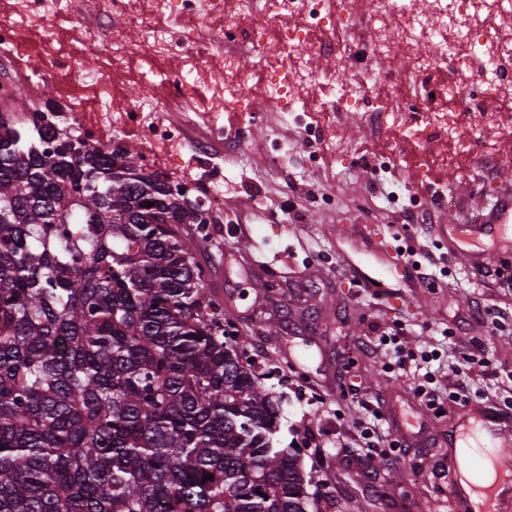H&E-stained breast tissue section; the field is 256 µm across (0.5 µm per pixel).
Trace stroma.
Segmentation results:
<instances>
[{
  "label": "stroma",
  "mask_w": 512,
  "mask_h": 512,
  "mask_svg": "<svg viewBox=\"0 0 512 512\" xmlns=\"http://www.w3.org/2000/svg\"><path fill=\"white\" fill-rule=\"evenodd\" d=\"M93 22L88 0L48 18L44 35L58 41L66 69L44 71L35 49L23 56L40 77L27 111L53 97L103 109L81 86L97 59L73 41ZM310 63L368 82L360 107L321 112L328 93L311 86L285 115L270 110L256 84L244 86L241 111L224 115L223 139L204 153L190 143L181 151L191 196L211 188L224 196L204 231L183 230L207 269V293L224 304L227 342L279 402L277 437L298 451L308 512H445L451 425L464 407L493 408L512 396V288L482 272L512 269V259L483 262L468 244L454 253L440 241L449 225L485 223L512 186V133L488 125L463 151L444 138L423 144L375 126L383 107L419 122L414 89L444 86L446 65L421 74L412 55L394 49L370 56L364 72L340 46ZM364 140L377 142L375 153H363ZM390 242L432 256L440 275L429 283L397 272ZM367 277L383 288L364 287ZM385 331L400 340L406 363L366 347ZM478 347L488 364L473 368L466 357ZM430 351L436 386H464L462 403L445 401L439 417L413 396L414 358ZM377 397L388 403L377 427L385 444L366 448L358 422L364 402Z\"/></svg>",
  "instance_id": "1"
}]
</instances>
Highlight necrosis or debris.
<instances>
[{
  "label": "necrosis or debris",
  "instance_id": "necrosis-or-debris-1",
  "mask_svg": "<svg viewBox=\"0 0 512 512\" xmlns=\"http://www.w3.org/2000/svg\"><path fill=\"white\" fill-rule=\"evenodd\" d=\"M275 22L244 28L245 19L255 11L254 0H93V11L109 19L126 15L139 33L130 40L125 29L113 28L108 39L99 32H81L77 40L85 54L101 57L102 65L85 80L98 95L111 92L113 81L127 73L133 57H141L139 80L145 87H164L176 82L179 91L201 79L205 65H212L211 105L206 125L195 126L199 148L218 139L223 112L240 104V89L251 79H259L269 101L279 105L292 101L294 93L307 83L335 88V71L311 73L305 47H320L327 34L339 43L360 42L358 20L369 12L379 24L376 51L395 45L412 51L419 37L428 38L437 56H419L417 71L426 72L438 62H449L453 77L447 90L423 93V126L407 124L399 113L380 115L382 128H396L407 137L425 142L442 133L459 137L458 125L449 110L461 104L460 85L479 76L487 102H494L502 91V65L512 61V0H435V21L419 19L410 0H267ZM69 0H0V61L8 62L32 40L40 38V28L48 15L69 11ZM221 19L225 35L247 33L253 67H246L241 55L225 51L211 59L209 44L202 37L208 17ZM278 54H270L269 46ZM337 88V87H336ZM164 95L150 98L147 106L124 104L116 111L65 112L62 121L68 133L93 142L111 144L119 136L145 134L148 169H176L179 149L186 136L182 125L165 123L162 108L170 107Z\"/></svg>",
  "mask_w": 512,
  "mask_h": 512
}]
</instances>
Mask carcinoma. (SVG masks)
<instances>
[{
    "instance_id": "carcinoma-1",
    "label": "carcinoma",
    "mask_w": 512,
    "mask_h": 512,
    "mask_svg": "<svg viewBox=\"0 0 512 512\" xmlns=\"http://www.w3.org/2000/svg\"><path fill=\"white\" fill-rule=\"evenodd\" d=\"M42 120H0V512H307L179 229L203 219Z\"/></svg>"
}]
</instances>
